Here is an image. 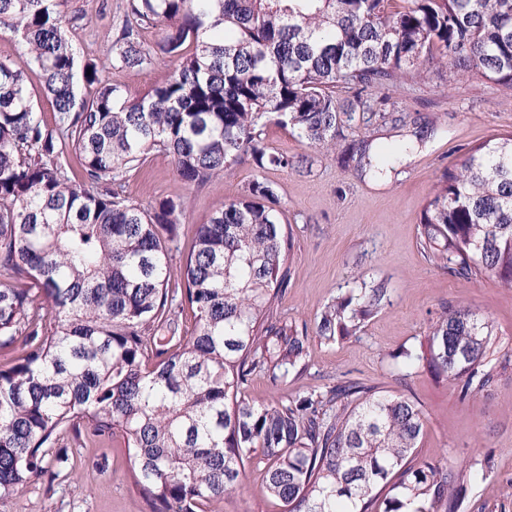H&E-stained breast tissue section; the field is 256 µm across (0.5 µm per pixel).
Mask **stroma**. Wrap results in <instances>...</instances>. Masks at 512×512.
I'll return each instance as SVG.
<instances>
[{
    "label": "stroma",
    "instance_id": "stroma-1",
    "mask_svg": "<svg viewBox=\"0 0 512 512\" xmlns=\"http://www.w3.org/2000/svg\"><path fill=\"white\" fill-rule=\"evenodd\" d=\"M66 10L80 18L70 37L81 61L107 62L127 0H66ZM173 70L171 59L160 56L147 68L112 69L108 77L138 98ZM367 94L388 98L398 123L345 130L327 150L271 125L264 132L266 146L301 158L299 167L261 171L246 161L202 186L181 181L171 157L156 153L130 173L125 193L142 204L159 198L183 202L173 248L178 261L215 209L241 197L254 181L274 183L292 241L278 315L311 326L325 306L354 289L382 283L388 296L357 336L333 342L312 338L303 372L289 373L276 385L254 373L245 396L285 401L347 378L383 394L414 396L427 417L415 461L458 466L464 481L459 512H512V288L437 267L418 232L424 206L444 174L459 167L472 147L512 133V90L474 71L450 78L427 68L415 80L373 87ZM363 140L375 148L405 143L409 150L378 175L358 160H342L348 144ZM449 306L470 309L493 326L499 361L494 378L466 395L459 381L424 363L407 366L402 357L403 350L425 347ZM66 451L58 477L31 484L8 512H152L132 486L120 437H73ZM215 512H283V506L268 495L262 468L254 464L243 489L220 501Z\"/></svg>",
    "mask_w": 512,
    "mask_h": 512
}]
</instances>
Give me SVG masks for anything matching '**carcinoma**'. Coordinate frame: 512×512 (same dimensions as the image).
<instances>
[{
	"mask_svg": "<svg viewBox=\"0 0 512 512\" xmlns=\"http://www.w3.org/2000/svg\"><path fill=\"white\" fill-rule=\"evenodd\" d=\"M65 0H0L55 111L44 122L25 73L0 59V512L51 469L65 437L119 435L141 497L155 512H214L254 459L284 512H458L463 483L448 462H413L427 418L401 394L356 380L278 402L242 392L256 371L276 384L306 366V328L273 316L288 288L273 183L198 228L174 277L182 205L124 195L151 154L204 185L249 160L293 167L271 152L274 124L328 147L343 131L389 119L367 88L435 65L512 88V0H129L113 34V69L173 58L169 79L136 101L79 64ZM159 38L148 46L143 31ZM79 154L81 183L67 157ZM428 259L512 288V135L477 145L448 171L419 224ZM388 289L359 288L321 313L317 337L357 335ZM190 313L191 333L180 318ZM492 325L452 308L427 336L429 357L485 387Z\"/></svg>",
	"mask_w": 512,
	"mask_h": 512,
	"instance_id": "obj_1",
	"label": "carcinoma"
}]
</instances>
